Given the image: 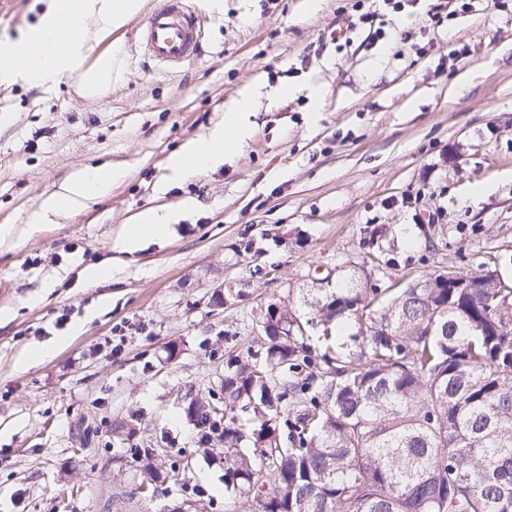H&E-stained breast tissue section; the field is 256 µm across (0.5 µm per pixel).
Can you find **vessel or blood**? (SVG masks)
Here are the masks:
<instances>
[{
    "mask_svg": "<svg viewBox=\"0 0 512 512\" xmlns=\"http://www.w3.org/2000/svg\"><path fill=\"white\" fill-rule=\"evenodd\" d=\"M202 33V18L188 0H162L140 26L138 40L157 64L178 69L197 59Z\"/></svg>",
    "mask_w": 512,
    "mask_h": 512,
    "instance_id": "obj_1",
    "label": "vessel or blood"
}]
</instances>
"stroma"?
Segmentation results:
<instances>
[{"mask_svg": "<svg viewBox=\"0 0 512 512\" xmlns=\"http://www.w3.org/2000/svg\"><path fill=\"white\" fill-rule=\"evenodd\" d=\"M355 2L194 0L206 23L191 65L151 62L134 19L112 34L108 92L0 87V512H255L225 497L204 456L219 442L187 408L219 393L227 356L257 350L267 304L350 265L375 288L449 265L512 280V0H403L384 36L337 45ZM41 8L0 0V39ZM245 93L242 148L174 179L169 157ZM98 164L125 173L108 196L32 229L45 196ZM156 205L167 236L114 252ZM92 265L111 277L86 283ZM228 288L241 295L226 304ZM156 445L191 466L149 500L131 451Z\"/></svg>", "mask_w": 512, "mask_h": 512, "instance_id": "stroma-1", "label": "stroma"}]
</instances>
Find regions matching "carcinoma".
Instances as JSON below:
<instances>
[{
	"instance_id": "obj_1",
	"label": "carcinoma",
	"mask_w": 512,
	"mask_h": 512,
	"mask_svg": "<svg viewBox=\"0 0 512 512\" xmlns=\"http://www.w3.org/2000/svg\"><path fill=\"white\" fill-rule=\"evenodd\" d=\"M452 266L394 288L351 270L270 303L262 356L231 358L188 415L221 430L224 494L256 512H512V282ZM148 484L185 471L125 448Z\"/></svg>"
}]
</instances>
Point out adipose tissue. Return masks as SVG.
Here are the masks:
<instances>
[{
	"mask_svg": "<svg viewBox=\"0 0 512 512\" xmlns=\"http://www.w3.org/2000/svg\"><path fill=\"white\" fill-rule=\"evenodd\" d=\"M37 21L16 40L0 43V86L19 82L46 90L65 78L75 79L80 94L94 97L111 89L119 77L117 60L121 46L104 51L96 46L113 31L122 29L144 8L145 0H42ZM250 110L249 97H241L227 113L222 127L202 141L190 140L170 159L175 175L212 167L227 153L242 146L249 136L244 115ZM121 177L106 164L87 168L82 174L48 195L33 212L31 221L43 223L48 213L76 207L105 197ZM169 216L151 207L140 211L112 243L114 250L132 254L150 240L164 237Z\"/></svg>",
	"mask_w": 512,
	"mask_h": 512,
	"instance_id": "1",
	"label": "adipose tissue"
}]
</instances>
